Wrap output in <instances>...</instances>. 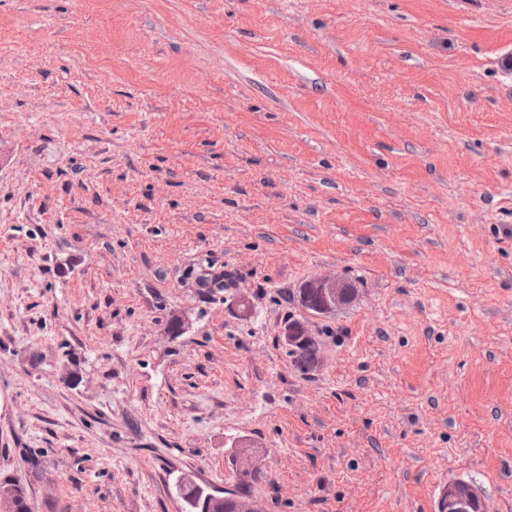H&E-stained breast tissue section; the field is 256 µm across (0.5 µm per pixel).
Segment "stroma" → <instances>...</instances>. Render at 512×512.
<instances>
[{"instance_id": "1", "label": "stroma", "mask_w": 512, "mask_h": 512, "mask_svg": "<svg viewBox=\"0 0 512 512\" xmlns=\"http://www.w3.org/2000/svg\"><path fill=\"white\" fill-rule=\"evenodd\" d=\"M509 53L512 0H0V486L183 512L256 450L259 512H512ZM311 285L313 288H302L300 291V301L304 308H306L309 313L319 315L315 310L314 305L317 304L319 300L322 298V302L319 304L322 309H325L329 312L335 311L338 306L343 304L344 301V290L346 293V297L352 295V300L355 295L354 288H346L340 281H336L335 278H326V277H318L311 281ZM322 289V294L321 290ZM306 292L307 300L302 298L303 293ZM347 300L349 302L351 300ZM310 303V304H309ZM285 330L289 336H294L286 342L292 366L302 372L315 368L319 364V347L316 342H306V327L300 321H288ZM230 469L234 473V467L238 474L244 475L253 472H262L265 469L264 455L257 451H239L233 460V455L229 458ZM177 491L183 502L185 512H200L198 511L200 510V503H203L206 495L211 493L199 484L185 486L181 480L178 482Z\"/></svg>"}]
</instances>
